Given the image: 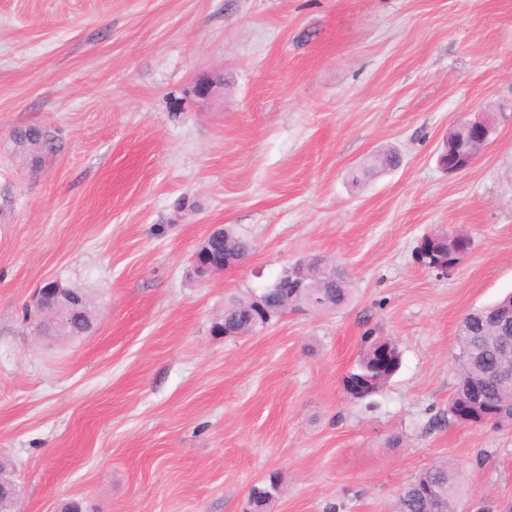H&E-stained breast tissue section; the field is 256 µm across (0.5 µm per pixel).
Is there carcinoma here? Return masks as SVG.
<instances>
[{
  "mask_svg": "<svg viewBox=\"0 0 512 512\" xmlns=\"http://www.w3.org/2000/svg\"><path fill=\"white\" fill-rule=\"evenodd\" d=\"M19 150L28 155L32 166L41 163L42 157L55 150L54 137L44 128L29 126L13 133ZM400 163L398 155L386 152L374 157L373 161L352 173V181L357 183L369 177L377 170H389ZM233 249L249 256L253 251V242L239 234L230 226L224 227V241L217 243L213 255L223 258L224 249ZM350 276L342 270L331 275L328 271L316 280V292L321 299V310H335L348 305L353 297L350 288ZM62 298L69 307L76 308L69 326L63 328L66 336H81L92 327L93 316L90 313L87 295L77 288H63ZM307 302L305 295L292 288L281 293L274 304L286 311L290 307ZM264 317L256 310L251 294L232 295L224 301V311L214 321V328L222 330L229 326L241 332H249L263 326ZM458 353L454 356L457 364L458 382L448 400V417L457 420L456 406L465 401L469 393L479 388L497 404V411L490 416L496 427L512 426V381H499L495 372L499 369L511 370L512 357L503 359L498 348L512 345V294L505 295L494 303L467 313L461 320L457 332ZM386 348L391 359L387 371H379L376 364V349ZM402 353L397 340L390 337H365V343L359 354L351 375L359 376L370 384V395L380 393L401 366ZM281 478L272 473L266 483L268 489H260L263 499L259 502V512H265L267 506L278 497ZM459 493L456 467L443 461L420 471L401 489L397 512H431L433 501L443 504L446 512H454Z\"/></svg>",
  "mask_w": 512,
  "mask_h": 512,
  "instance_id": "cac0c4a2",
  "label": "carcinoma"
}]
</instances>
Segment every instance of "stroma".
Here are the masks:
<instances>
[{
  "instance_id": "obj_1",
  "label": "stroma",
  "mask_w": 512,
  "mask_h": 512,
  "mask_svg": "<svg viewBox=\"0 0 512 512\" xmlns=\"http://www.w3.org/2000/svg\"><path fill=\"white\" fill-rule=\"evenodd\" d=\"M217 94L198 98L203 77ZM495 133L438 164L464 114ZM57 144L39 166L15 130ZM393 151L400 165L352 185ZM217 225L247 263L198 278ZM472 247L439 276L421 239ZM324 257L352 302L288 309L224 338L231 294ZM90 296L62 336L30 309L45 281ZM512 292V0H0V457L18 512H394L449 461L464 512L512 499V428L436 424L464 314ZM398 340L379 394L344 389L365 334ZM223 231V243H217L215 249H213V255L215 259L223 258V251L225 248L239 251L246 257H248L253 251V242L249 238L239 234L234 228L230 226H224L223 230V227H215L205 237V239L200 243V245L194 252L193 265L194 271L198 277L207 278L217 273L235 270L242 266L243 263L245 262L246 259L244 260L243 258L238 256H230L226 259V261H224V268L221 270H212L203 264L201 253L204 251V249L207 248L210 239L220 237Z\"/></svg>"
}]
</instances>
